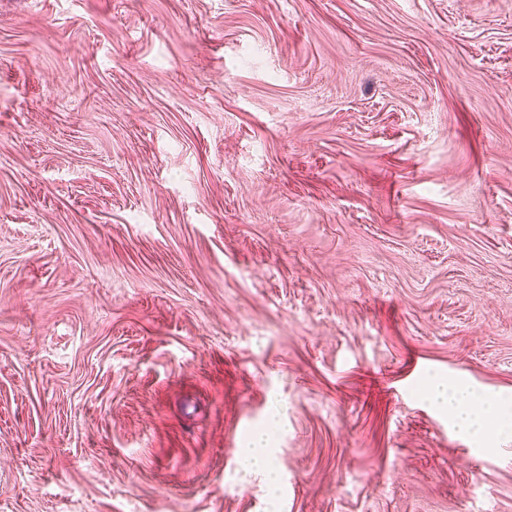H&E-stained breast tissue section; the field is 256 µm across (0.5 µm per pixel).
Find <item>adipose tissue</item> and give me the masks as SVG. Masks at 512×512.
<instances>
[{"label": "adipose tissue", "mask_w": 512, "mask_h": 512, "mask_svg": "<svg viewBox=\"0 0 512 512\" xmlns=\"http://www.w3.org/2000/svg\"><path fill=\"white\" fill-rule=\"evenodd\" d=\"M425 399L433 407L448 413L456 431L463 436L482 437L491 424L473 407L475 395L463 388L448 385L439 378L432 379L426 387Z\"/></svg>", "instance_id": "adipose-tissue-1"}]
</instances>
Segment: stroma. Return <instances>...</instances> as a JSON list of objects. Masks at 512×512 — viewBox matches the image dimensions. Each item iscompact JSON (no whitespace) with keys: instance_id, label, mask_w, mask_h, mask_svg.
<instances>
[{"instance_id":"1","label":"stroma","mask_w":512,"mask_h":512,"mask_svg":"<svg viewBox=\"0 0 512 512\" xmlns=\"http://www.w3.org/2000/svg\"><path fill=\"white\" fill-rule=\"evenodd\" d=\"M434 376L512 400V0H0V512H512ZM244 469L246 472L266 471L273 473L271 448L264 430H257L244 448Z\"/></svg>"}]
</instances>
